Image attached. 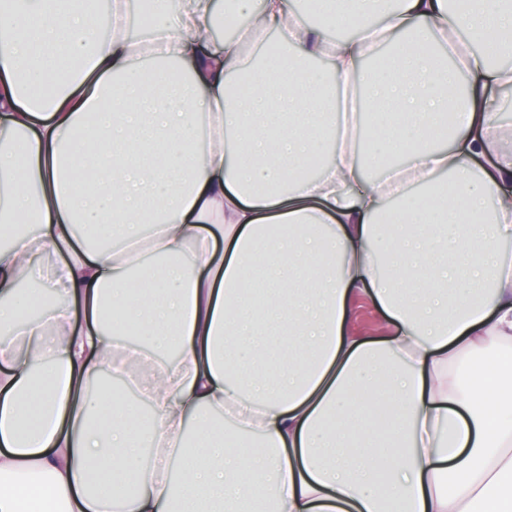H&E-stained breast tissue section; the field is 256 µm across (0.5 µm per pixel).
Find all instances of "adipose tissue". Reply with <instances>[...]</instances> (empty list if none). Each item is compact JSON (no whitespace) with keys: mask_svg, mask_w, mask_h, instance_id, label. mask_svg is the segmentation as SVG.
Masks as SVG:
<instances>
[{"mask_svg":"<svg viewBox=\"0 0 512 512\" xmlns=\"http://www.w3.org/2000/svg\"><path fill=\"white\" fill-rule=\"evenodd\" d=\"M111 7L0 5V512H512V0H340L334 42L289 0H151L138 42ZM109 311L177 360L131 375ZM487 101L488 105L496 104V123L505 130H512V92L508 94L498 91L490 92ZM354 316L348 322V329L359 336H385L390 331L389 323L375 307L364 299L353 301Z\"/></svg>","mask_w":512,"mask_h":512,"instance_id":"1","label":"adipose tissue"}]
</instances>
